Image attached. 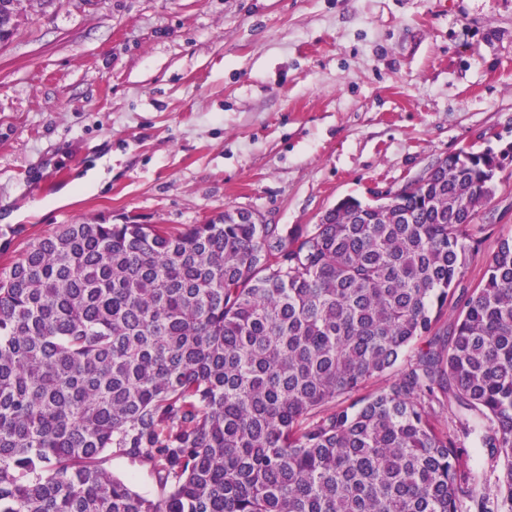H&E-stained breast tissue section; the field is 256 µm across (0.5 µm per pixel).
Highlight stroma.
<instances>
[{
	"instance_id": "stroma-1",
	"label": "stroma",
	"mask_w": 512,
	"mask_h": 512,
	"mask_svg": "<svg viewBox=\"0 0 512 512\" xmlns=\"http://www.w3.org/2000/svg\"><path fill=\"white\" fill-rule=\"evenodd\" d=\"M0 47V265L83 221L302 228L512 145V0H22ZM106 160L98 187L79 179ZM478 216V282L512 170ZM73 190L67 203L62 191Z\"/></svg>"
}]
</instances>
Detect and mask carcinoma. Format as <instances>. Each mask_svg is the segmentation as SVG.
Listing matches in <instances>:
<instances>
[{"mask_svg": "<svg viewBox=\"0 0 512 512\" xmlns=\"http://www.w3.org/2000/svg\"><path fill=\"white\" fill-rule=\"evenodd\" d=\"M497 189L477 157L300 231L227 211L32 239L0 267V512H512V236L464 283ZM468 453L471 457V464L474 466L477 472V479L473 485V490L476 495H483L491 492L492 486L489 487L488 482L484 481V475L487 474V478L490 475L491 464L484 454L482 448H478V444L475 439H469L465 443ZM107 467L115 475L128 480L140 493L156 494L157 487L147 466L132 464L124 456L112 455Z\"/></svg>", "mask_w": 512, "mask_h": 512, "instance_id": "obj_1", "label": "carcinoma"}]
</instances>
